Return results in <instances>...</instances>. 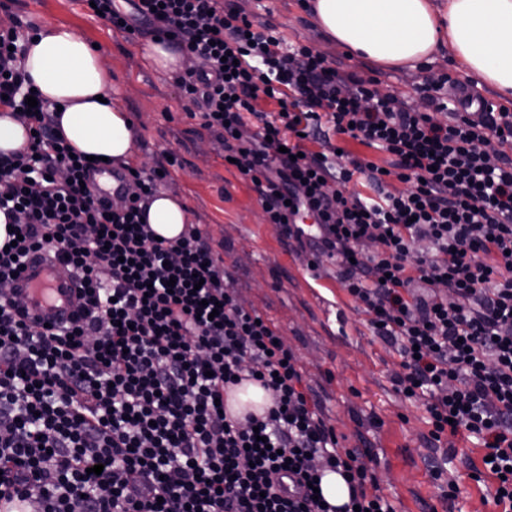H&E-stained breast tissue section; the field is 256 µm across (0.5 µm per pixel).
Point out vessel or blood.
Listing matches in <instances>:
<instances>
[{
	"instance_id": "obj_1",
	"label": "vessel or blood",
	"mask_w": 512,
	"mask_h": 512,
	"mask_svg": "<svg viewBox=\"0 0 512 512\" xmlns=\"http://www.w3.org/2000/svg\"><path fill=\"white\" fill-rule=\"evenodd\" d=\"M27 304L28 320L55 327L66 324L80 308V281L52 252L31 253L16 280Z\"/></svg>"
}]
</instances>
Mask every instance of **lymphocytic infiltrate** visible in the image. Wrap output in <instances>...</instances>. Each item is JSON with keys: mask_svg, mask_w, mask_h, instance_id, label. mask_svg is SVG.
Segmentation results:
<instances>
[{"mask_svg": "<svg viewBox=\"0 0 512 512\" xmlns=\"http://www.w3.org/2000/svg\"><path fill=\"white\" fill-rule=\"evenodd\" d=\"M93 2L113 28L150 27L185 53L178 84L266 222L338 262L374 335L399 343L395 383L425 405L428 442L477 439L493 502L512 512V108L430 93L406 106L312 47L285 48L235 0ZM25 52L0 23V95L33 131L0 154L13 242L0 248V512H336L311 487L326 469L350 486L345 512H393L361 449L339 456L297 356L238 301L207 236L189 224L159 241L144 224L167 175L116 169L102 200L104 165L71 156L45 101L26 107ZM338 137L389 164L335 163ZM357 174L369 194L347 191ZM42 248L80 279L82 306L56 329L26 322L13 291ZM245 380L268 392L263 415L217 406Z\"/></svg>", "mask_w": 512, "mask_h": 512, "instance_id": "f902f5d3", "label": "lymphocytic infiltrate"}]
</instances>
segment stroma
I'll return each mask as SVG.
<instances>
[{"label":"stroma","instance_id":"obj_1","mask_svg":"<svg viewBox=\"0 0 512 512\" xmlns=\"http://www.w3.org/2000/svg\"><path fill=\"white\" fill-rule=\"evenodd\" d=\"M0 19L21 27L61 25L99 45L112 76L110 93L135 129V164H168L163 193L179 197L192 224L206 232L229 287L245 305L271 321L299 359L303 379L320 398L341 449L367 446L365 462L394 512H500L491 481H476L474 466L485 453L477 440L442 437L427 447L430 426L422 403L407 400L394 383L400 358L373 336L362 306L345 291L338 266L313 259L280 229L266 223L251 182L224 164L222 142L194 116V104L177 85L176 73L144 56L148 36L133 39L113 29L85 0H4ZM255 22L270 25L286 44H306L338 67L355 66L380 89L416 105L424 81L447 79L478 88L489 102L503 99L467 74L453 53L424 70H384L351 62L331 42L302 0H235ZM455 499H448L449 484Z\"/></svg>","mask_w":512,"mask_h":512}]
</instances>
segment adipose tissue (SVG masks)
<instances>
[{
	"label": "adipose tissue",
	"instance_id": "obj_1",
	"mask_svg": "<svg viewBox=\"0 0 512 512\" xmlns=\"http://www.w3.org/2000/svg\"><path fill=\"white\" fill-rule=\"evenodd\" d=\"M329 39L351 57L384 68L419 70L451 47L468 72L512 98V0H314ZM23 67L42 97L59 108L57 121L78 152L112 163L135 159L127 112L109 100L110 72L100 54L74 31L44 26L25 53ZM190 221L176 197L156 194L146 224L164 238Z\"/></svg>",
	"mask_w": 512,
	"mask_h": 512
}]
</instances>
